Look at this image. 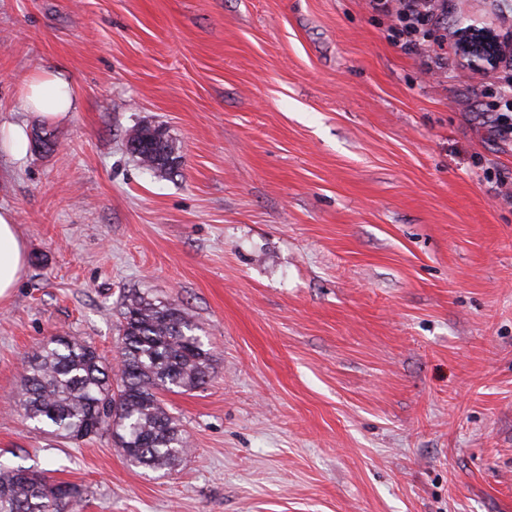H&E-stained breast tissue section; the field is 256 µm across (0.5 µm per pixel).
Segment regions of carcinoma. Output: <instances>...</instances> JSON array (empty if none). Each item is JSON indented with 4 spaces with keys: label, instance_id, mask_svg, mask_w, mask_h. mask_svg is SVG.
I'll use <instances>...</instances> for the list:
<instances>
[{
    "label": "carcinoma",
    "instance_id": "1",
    "mask_svg": "<svg viewBox=\"0 0 512 512\" xmlns=\"http://www.w3.org/2000/svg\"><path fill=\"white\" fill-rule=\"evenodd\" d=\"M127 145L144 167L170 174L180 155L168 133ZM121 366L114 372L92 343L55 336L31 355L23 375L25 416L73 442L117 434L126 458L154 471L171 469L188 452L176 418L159 390H193L211 376L212 354L190 315L174 303L140 295L126 299L120 328ZM81 489L50 483L42 472L0 466V512H73Z\"/></svg>",
    "mask_w": 512,
    "mask_h": 512
}]
</instances>
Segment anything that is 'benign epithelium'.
I'll return each mask as SVG.
<instances>
[{"mask_svg":"<svg viewBox=\"0 0 512 512\" xmlns=\"http://www.w3.org/2000/svg\"><path fill=\"white\" fill-rule=\"evenodd\" d=\"M459 59L469 69L483 71L512 55V33L499 34L477 24H459L455 31Z\"/></svg>","mask_w":512,"mask_h":512,"instance_id":"obj_1","label":"benign epithelium"}]
</instances>
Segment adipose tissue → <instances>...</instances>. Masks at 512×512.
<instances>
[{
  "label": "adipose tissue",
  "instance_id": "adipose-tissue-1",
  "mask_svg": "<svg viewBox=\"0 0 512 512\" xmlns=\"http://www.w3.org/2000/svg\"><path fill=\"white\" fill-rule=\"evenodd\" d=\"M20 102L25 111L52 122L66 121L75 109L71 81L51 70L39 71L24 80ZM27 258L14 212L0 207V301L12 294L26 269Z\"/></svg>",
  "mask_w": 512,
  "mask_h": 512
}]
</instances>
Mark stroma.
Here are the masks:
<instances>
[{
  "label": "stroma",
  "instance_id": "stroma-1",
  "mask_svg": "<svg viewBox=\"0 0 512 512\" xmlns=\"http://www.w3.org/2000/svg\"><path fill=\"white\" fill-rule=\"evenodd\" d=\"M512 29V0H447ZM367 0H0V155L26 270L0 302V463L81 512H512V147L481 114L505 71L427 73ZM44 69L53 124L19 84ZM160 125L162 177L125 150ZM178 304L208 383L161 399L191 451L131 465L19 405L54 336L118 361L124 299ZM20 102L25 111L51 122L66 121L75 109L71 81L52 70H42L26 78L20 90ZM29 151V137L26 124L1 120L0 117V154L21 162Z\"/></svg>",
  "mask_w": 512,
  "mask_h": 512
}]
</instances>
